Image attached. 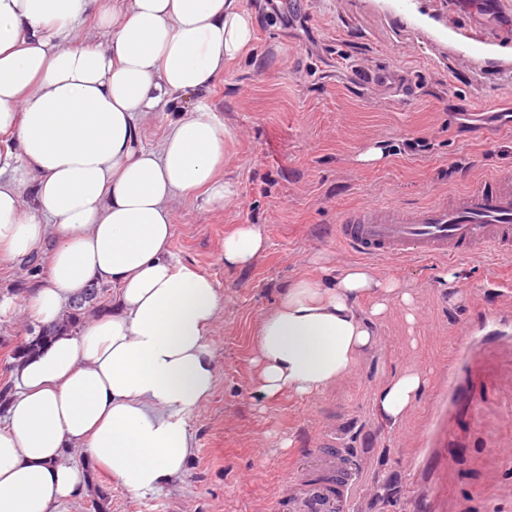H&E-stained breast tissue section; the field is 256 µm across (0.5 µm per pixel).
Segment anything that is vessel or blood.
Returning a JSON list of instances; mask_svg holds the SVG:
<instances>
[{
	"instance_id": "vessel-or-blood-1",
	"label": "vessel or blood",
	"mask_w": 512,
	"mask_h": 512,
	"mask_svg": "<svg viewBox=\"0 0 512 512\" xmlns=\"http://www.w3.org/2000/svg\"><path fill=\"white\" fill-rule=\"evenodd\" d=\"M337 237L357 254L374 259H450L488 247L511 257L512 173H491L413 209L354 210L338 224ZM314 465L323 479L289 483L288 512H351L359 475L351 450L328 443Z\"/></svg>"
}]
</instances>
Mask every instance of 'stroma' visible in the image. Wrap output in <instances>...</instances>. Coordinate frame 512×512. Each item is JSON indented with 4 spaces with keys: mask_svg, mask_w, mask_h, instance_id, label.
Masks as SVG:
<instances>
[{
    "mask_svg": "<svg viewBox=\"0 0 512 512\" xmlns=\"http://www.w3.org/2000/svg\"><path fill=\"white\" fill-rule=\"evenodd\" d=\"M257 63L229 66L201 95L233 130L228 210L174 204L171 252L221 295L209 333L216 379L187 418L185 473L133 494L86 448L88 474L69 512H272L294 457L324 438L356 449L355 512H512V261L494 250L454 259L363 260L336 237L350 211L415 207L512 168V8L494 0H265ZM374 161H362L369 149ZM258 225L265 251L224 265V235ZM367 262L415 295L417 320L392 309L379 343L347 380L320 394L262 400L253 364L258 322L288 282ZM49 246L0 256V389L36 319L25 309ZM456 270L455 286L440 274ZM415 366L428 387L394 425L375 389Z\"/></svg>",
    "mask_w": 512,
    "mask_h": 512,
    "instance_id": "stroma-1",
    "label": "stroma"
}]
</instances>
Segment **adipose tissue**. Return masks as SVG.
<instances>
[{"mask_svg":"<svg viewBox=\"0 0 512 512\" xmlns=\"http://www.w3.org/2000/svg\"><path fill=\"white\" fill-rule=\"evenodd\" d=\"M92 12L106 42L84 32ZM259 21L243 0H0V133L15 139L0 155V250L22 261L52 236L48 274L27 300L42 323L89 281L117 289L111 313L16 367L17 391L0 405V512H66L86 482L63 460L78 446L133 493L184 473L185 417L215 384L207 332L221 297L173 257V202L202 192L226 208L239 186L224 174L229 125L182 102L256 58ZM168 106L160 148L144 146V118ZM265 247L255 225H236L224 264L250 267ZM394 306L413 320L401 282L361 264L295 278L257 326L258 393L308 396L344 380ZM425 387L410 366L373 402L393 424Z\"/></svg>","mask_w":512,"mask_h":512,"instance_id":"ef3b65f1","label":"adipose tissue"}]
</instances>
